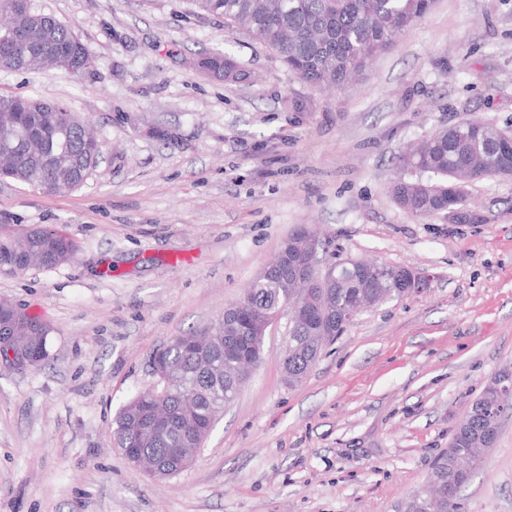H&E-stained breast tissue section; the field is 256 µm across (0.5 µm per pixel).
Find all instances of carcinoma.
<instances>
[{
  "label": "carcinoma",
  "mask_w": 512,
  "mask_h": 512,
  "mask_svg": "<svg viewBox=\"0 0 512 512\" xmlns=\"http://www.w3.org/2000/svg\"><path fill=\"white\" fill-rule=\"evenodd\" d=\"M10 0H0V70L20 69L13 40L2 30L21 31L45 22L53 42L44 53L25 66L29 71L48 73L67 69L73 59L92 63L89 49L71 29L52 16L29 12L14 15ZM201 14L224 18L275 51L288 70L312 87H339L362 74L371 57L393 47L408 28L431 11L434 0H191ZM203 73L226 80L242 76L235 58L228 53H204L199 57ZM39 98L0 95V134L10 129L14 159L0 161V179L11 180L44 194H62L83 187L103 154L102 144L85 140L81 119ZM491 139L494 151L474 167L475 136ZM470 175L475 182L492 175H512V133L478 119H462L435 131L400 157V173L393 181V201L409 215L425 218L449 209L457 224H480L482 210L468 202V191L457 189L456 177ZM12 246L22 255L37 253L46 264L62 256L69 261L77 249L73 241L44 228L36 234L25 230L13 235ZM366 276L337 269L320 272V296L309 308H329L326 320L336 335L350 324L336 310L359 300L366 308L399 300L386 268L365 262ZM300 286L288 275L255 278L243 295L233 302L239 309L234 321L211 332L205 346L182 348L174 343L160 348L167 363L181 371L178 386L163 396L150 387L132 397L118 412L113 436L130 448H143L160 464H170L176 448H195L202 431L224 412L240 390L262 353L264 341L257 335L258 323L292 309ZM312 322L288 323V381L302 379L318 358ZM49 338L35 336L22 352L42 362L48 358ZM497 429L485 418L475 417L467 428L458 427L451 448L469 445L477 430ZM481 462L464 467L442 454L428 481L435 484L436 506L422 505L417 512H460L459 493Z\"/></svg>",
  "instance_id": "obj_1"
}]
</instances>
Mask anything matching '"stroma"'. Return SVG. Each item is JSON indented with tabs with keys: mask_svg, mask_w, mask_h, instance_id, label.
I'll use <instances>...</instances> for the list:
<instances>
[{
	"mask_svg": "<svg viewBox=\"0 0 512 512\" xmlns=\"http://www.w3.org/2000/svg\"><path fill=\"white\" fill-rule=\"evenodd\" d=\"M30 3L93 64L0 71V94L90 119L106 154L67 194L0 180V227L77 247L55 268L0 275V297L53 328L43 365L0 362V512H402L512 363V176L472 185L481 224L411 217L389 187L401 151L439 128L512 131V0H436L338 89L304 83L190 0ZM224 51L243 79L196 69ZM303 224L329 251L430 285L361 312L295 385L277 323L187 469L159 480L129 463L112 422L151 384L152 353L215 322ZM460 500L512 512V412Z\"/></svg>",
	"mask_w": 512,
	"mask_h": 512,
	"instance_id": "obj_1",
	"label": "stroma"
}]
</instances>
